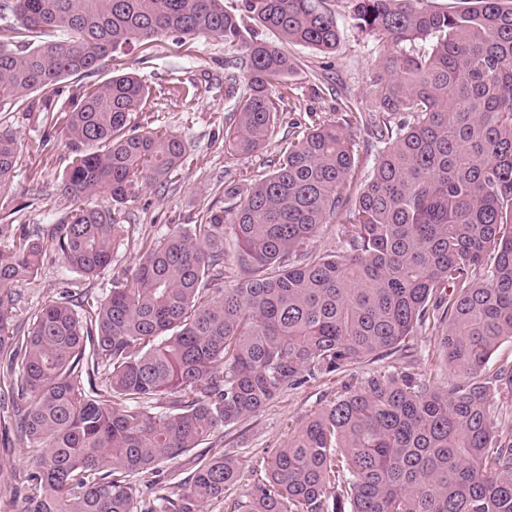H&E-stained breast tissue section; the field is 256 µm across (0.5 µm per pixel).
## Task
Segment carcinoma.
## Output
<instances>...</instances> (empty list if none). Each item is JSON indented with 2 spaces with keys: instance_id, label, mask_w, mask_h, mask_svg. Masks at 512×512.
I'll use <instances>...</instances> for the list:
<instances>
[{
  "instance_id": "1",
  "label": "carcinoma",
  "mask_w": 512,
  "mask_h": 512,
  "mask_svg": "<svg viewBox=\"0 0 512 512\" xmlns=\"http://www.w3.org/2000/svg\"><path fill=\"white\" fill-rule=\"evenodd\" d=\"M381 46L372 109L288 124L271 171L202 224L141 238L136 269L112 274L79 313L53 301L16 323L15 285L40 269L42 231L0 228V379L16 389L0 443L30 450L24 512H203L238 483L219 433L287 390L346 375L324 407L258 457L234 512H512V435L494 392L512 397V0H349ZM279 43L247 32L242 17ZM170 34L241 46L243 79L225 80L233 154L263 149L285 116L282 48L336 50L320 0H0V106L39 96L72 155L53 225L65 263L87 277L112 265L128 234L120 206L145 185L179 182L182 137L132 132L152 87L135 74L62 83L112 54ZM403 114L396 122L394 116ZM364 126L382 145L355 191ZM19 139L0 129V185ZM105 192L106 209L85 208ZM343 215L336 251L309 249ZM245 276L227 285L224 232ZM442 329L435 387L407 366L354 373L420 332ZM208 443L187 476L159 466Z\"/></svg>"
}]
</instances>
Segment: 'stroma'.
Wrapping results in <instances>:
<instances>
[{"instance_id":"stroma-1","label":"stroma","mask_w":512,"mask_h":512,"mask_svg":"<svg viewBox=\"0 0 512 512\" xmlns=\"http://www.w3.org/2000/svg\"><path fill=\"white\" fill-rule=\"evenodd\" d=\"M324 2L343 31L335 52L323 53L296 44L285 47L297 70L282 86L283 106L287 119L301 126L310 124L313 115H333L347 102L364 110L372 107L370 81L379 47L356 28L348 0ZM239 55V50L220 40L182 41L173 36L147 44L137 42L115 54L111 72H135L152 85L149 112L154 125L185 139V169L176 187L164 191L143 189L135 201L124 206L122 216L130 241L116 248L112 270L85 277L64 263L55 241L45 240L40 273L34 280L16 286L20 295L18 320H28L43 305L65 297L74 301L87 292L107 295L113 269H132L138 264L135 239L147 233L164 234L175 224L201 223L209 211L223 207L225 188L235 186L243 191L261 177L266 158L280 149L281 136H274L263 151L250 156L233 155L224 148V116L232 108L224 97V76L228 61ZM178 80L196 88L194 102H184L173 92ZM0 127L15 132L22 144L12 178L0 186V224L48 228L67 206L60 189L71 157L63 134L47 124L45 113L38 108L19 104L0 108ZM42 139L47 142L43 148L38 145ZM438 336V330L423 331L410 348L382 360L363 362L356 370L371 372L408 361L432 382L444 383L446 377L434 355ZM332 397L330 383L309 382L226 427L224 448L239 464L240 488L254 482L252 460L256 455L284 444L289 425L323 407ZM30 466L24 449L0 447V500L12 501L15 512H22L24 507L16 490Z\"/></svg>"}]
</instances>
